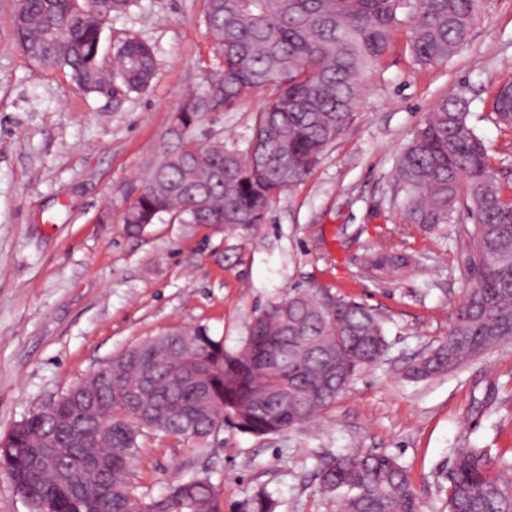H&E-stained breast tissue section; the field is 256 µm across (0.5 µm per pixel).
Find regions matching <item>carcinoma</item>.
Here are the masks:
<instances>
[{
    "label": "carcinoma",
    "instance_id": "obj_1",
    "mask_svg": "<svg viewBox=\"0 0 512 512\" xmlns=\"http://www.w3.org/2000/svg\"><path fill=\"white\" fill-rule=\"evenodd\" d=\"M96 0H19L13 26L29 60L66 69L86 93L118 97L150 83L152 48L121 41L104 68ZM486 0H204V22L219 60L216 95L190 96L172 124L194 129L217 99L228 105L251 90L275 87L252 134L264 144L241 153L188 137L160 147L120 223L137 236L167 214L189 224L250 228L272 201L303 181L351 123L363 77L375 72L396 32H407L415 64L448 61L481 17ZM498 123L512 130V82L492 99ZM461 96L440 99L413 131L398 161L396 202L413 224H449L463 208L457 269L467 281L448 336L415 359L405 378L447 374L464 361L512 341V195L496 182L490 147L469 123ZM412 264L401 251L372 254L376 279ZM383 320L328 292L299 291L266 305L235 352L204 325L168 331L113 357L0 437V467L32 512H223L215 485L196 475L156 496L129 477L140 440L156 436L207 441L228 421L257 437L292 429L331 408L361 370L387 349ZM62 450L54 469L42 456ZM489 448H458L442 472L446 512H512V457L486 467ZM322 492L342 512H421L407 469L385 453H352L318 468ZM258 493L246 512H275Z\"/></svg>",
    "mask_w": 512,
    "mask_h": 512
}]
</instances>
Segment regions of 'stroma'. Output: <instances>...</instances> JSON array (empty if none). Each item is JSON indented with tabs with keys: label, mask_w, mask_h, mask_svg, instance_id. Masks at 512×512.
Here are the masks:
<instances>
[{
	"label": "stroma",
	"mask_w": 512,
	"mask_h": 512,
	"mask_svg": "<svg viewBox=\"0 0 512 512\" xmlns=\"http://www.w3.org/2000/svg\"><path fill=\"white\" fill-rule=\"evenodd\" d=\"M0 0V435L127 348L167 331L207 326L238 350L269 302L294 289L329 291L374 309L388 348L313 421L266 437L225 425L207 442L148 437L133 465L140 491L208 474L223 512H245L256 493L276 512H340L323 495L320 461L388 453L407 467L423 512H443L438 478L459 448L512 455V342L422 382L402 373L447 336L465 280L456 242L467 223L406 221L392 174L435 103L471 102L469 121L494 148L491 165L512 188V133L489 101L512 82V0H490L448 62L413 63L398 32L382 65L362 82L352 123L302 182L248 230L163 221L128 235L119 218L186 98L211 87L217 61L203 0H136L112 16L101 57L126 37L149 44L157 69L143 91L88 94L69 73L22 52ZM272 88L207 114L196 131L246 149ZM378 250L414 254L417 266L376 281L359 260Z\"/></svg>",
	"instance_id": "stroma-1"
}]
</instances>
